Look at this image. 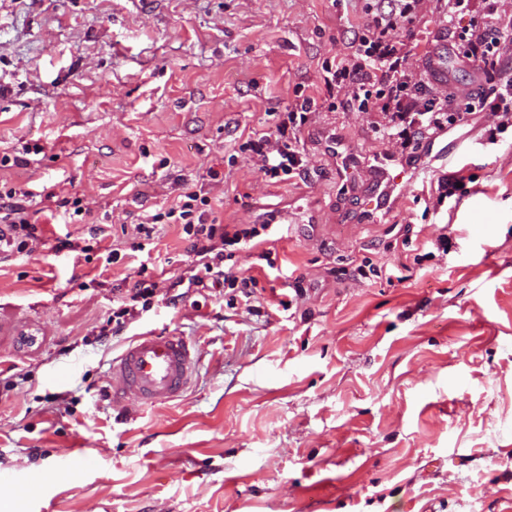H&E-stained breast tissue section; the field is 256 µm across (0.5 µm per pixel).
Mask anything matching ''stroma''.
Instances as JSON below:
<instances>
[{"mask_svg":"<svg viewBox=\"0 0 512 512\" xmlns=\"http://www.w3.org/2000/svg\"><path fill=\"white\" fill-rule=\"evenodd\" d=\"M387 8L0 0V188L86 211L0 261V470L30 478L0 488V512H512V134L483 144L478 118L417 141L378 210L366 168L389 146L369 116L312 114L292 184L240 150L296 90L325 100L323 61ZM461 164L466 193L435 206L426 171ZM193 184L221 222L267 225L269 260L222 265L248 293L193 285L177 225L134 250L135 225ZM444 224L447 251H428ZM65 237L79 250H56ZM368 264L387 277L357 275ZM143 280L153 309L98 340ZM146 334L192 344V381L161 406L113 404L112 362ZM76 449L96 468L37 483Z\"/></svg>","mask_w":512,"mask_h":512,"instance_id":"35a3bbf8","label":"stroma"}]
</instances>
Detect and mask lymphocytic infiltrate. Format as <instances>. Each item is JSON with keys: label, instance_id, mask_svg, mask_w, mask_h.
<instances>
[{"label": "lymphocytic infiltrate", "instance_id": "f902f5d3", "mask_svg": "<svg viewBox=\"0 0 512 512\" xmlns=\"http://www.w3.org/2000/svg\"><path fill=\"white\" fill-rule=\"evenodd\" d=\"M477 0H447L442 16L449 31L457 32L462 60L476 64V88L452 94L425 81L409 66L410 57L429 56V42L416 37L412 25L424 0H388L386 11L372 15L352 40L356 56L343 58L325 84L336 91L329 102L332 111L358 112L374 117V126L393 154L403 155L418 140L466 124L469 117L484 114L488 122L487 142L512 128V9L506 0H478L483 21L463 24ZM315 97L297 94L294 104L279 117L274 130L250 134L243 144L265 177L287 182L306 175L305 155L300 150L302 126L316 112ZM207 198L185 191L168 208L152 215L150 222L136 225L137 237L151 240L156 224L180 225L190 251L201 256L193 284L213 279L224 261L225 247L258 250L261 228L254 224L226 226L219 218H208L202 208ZM43 239L23 192L8 189L0 196V250L27 251L30 243Z\"/></svg>", "mask_w": 512, "mask_h": 512}]
</instances>
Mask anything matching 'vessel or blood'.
<instances>
[{
    "label": "vessel or blood",
    "instance_id": "vessel-or-blood-1",
    "mask_svg": "<svg viewBox=\"0 0 512 512\" xmlns=\"http://www.w3.org/2000/svg\"><path fill=\"white\" fill-rule=\"evenodd\" d=\"M428 73L440 86L448 84V40L439 37L426 59ZM197 361L181 336H141L112 363L113 398L131 395L144 405L174 400L189 384Z\"/></svg>",
    "mask_w": 512,
    "mask_h": 512
}]
</instances>
